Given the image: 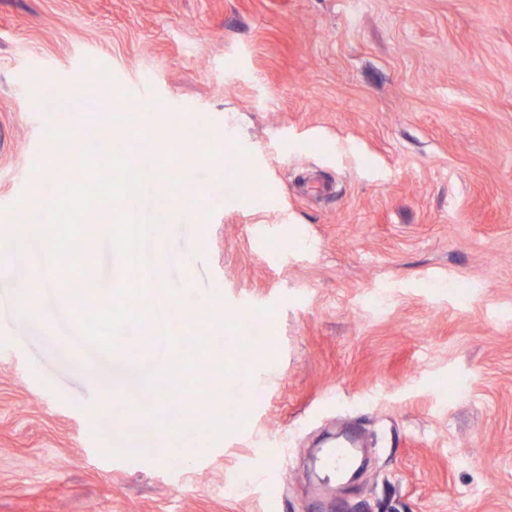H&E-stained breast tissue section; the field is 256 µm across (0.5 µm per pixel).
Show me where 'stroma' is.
<instances>
[{"label":"stroma","instance_id":"stroma-1","mask_svg":"<svg viewBox=\"0 0 512 512\" xmlns=\"http://www.w3.org/2000/svg\"><path fill=\"white\" fill-rule=\"evenodd\" d=\"M108 81L178 119L183 193L249 163L255 202L215 179L143 250L242 336L246 413L212 441L166 435L180 404L84 410L168 354L76 371L59 283L18 322L32 243L0 275V512H512V0H0V229L78 180L49 134L90 142ZM342 427L372 452L349 485L316 470Z\"/></svg>","mask_w":512,"mask_h":512}]
</instances>
